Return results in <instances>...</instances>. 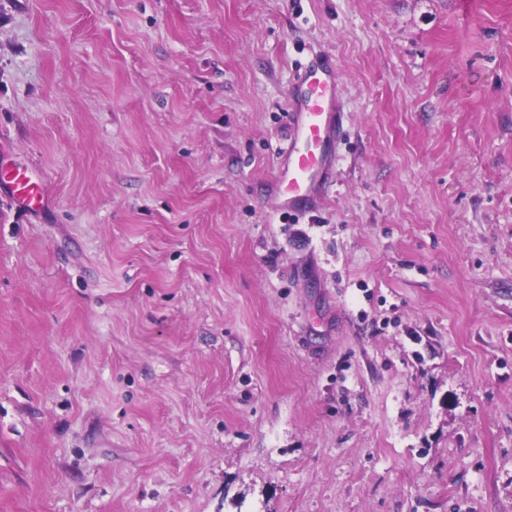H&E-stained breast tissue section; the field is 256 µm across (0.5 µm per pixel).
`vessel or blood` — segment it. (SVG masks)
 Masks as SVG:
<instances>
[{
  "mask_svg": "<svg viewBox=\"0 0 512 512\" xmlns=\"http://www.w3.org/2000/svg\"><path fill=\"white\" fill-rule=\"evenodd\" d=\"M339 84L335 67L319 60L298 74L289 91L295 128L276 176L285 210L306 211L312 189L326 176L330 146L340 134L336 103ZM0 186L27 210H42L47 203L43 181L32 179L26 169L0 168Z\"/></svg>",
  "mask_w": 512,
  "mask_h": 512,
  "instance_id": "1",
  "label": "vessel or blood"
}]
</instances>
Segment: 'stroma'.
I'll return each instance as SVG.
<instances>
[{
  "instance_id": "stroma-1",
  "label": "stroma",
  "mask_w": 512,
  "mask_h": 512,
  "mask_svg": "<svg viewBox=\"0 0 512 512\" xmlns=\"http://www.w3.org/2000/svg\"><path fill=\"white\" fill-rule=\"evenodd\" d=\"M2 165L0 512H512V0H0ZM339 84L336 68L319 60L298 74L289 91L295 128L276 176L285 210L306 212L312 189L326 176L331 142L340 134ZM0 186L6 187L13 200L29 211H41L46 206L47 194L42 179H32L27 169L0 168Z\"/></svg>"
}]
</instances>
